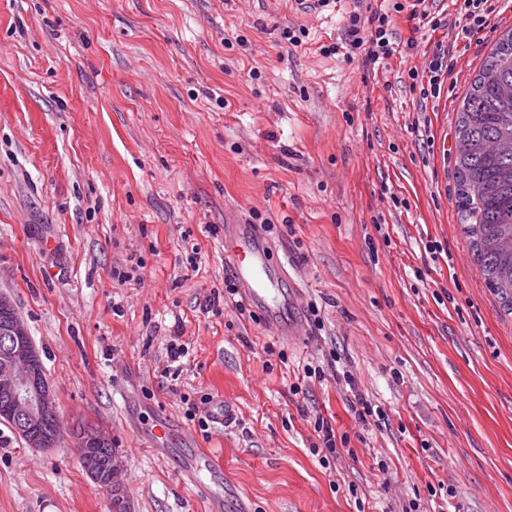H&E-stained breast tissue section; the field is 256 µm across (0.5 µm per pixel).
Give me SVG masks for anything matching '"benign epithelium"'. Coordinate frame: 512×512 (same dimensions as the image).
Returning a JSON list of instances; mask_svg holds the SVG:
<instances>
[{"instance_id": "obj_1", "label": "benign epithelium", "mask_w": 512, "mask_h": 512, "mask_svg": "<svg viewBox=\"0 0 512 512\" xmlns=\"http://www.w3.org/2000/svg\"><path fill=\"white\" fill-rule=\"evenodd\" d=\"M0 396L6 400L4 416L13 419L15 430L31 448L46 445L43 424L58 418L56 400L46 378L44 364L27 326L17 313L11 298L0 293ZM111 445V437L102 430L84 434L77 440L82 448V465L89 478L106 490L110 512H131L130 502L119 479L120 464L114 457L96 452Z\"/></svg>"}]
</instances>
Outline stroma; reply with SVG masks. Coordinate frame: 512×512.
I'll return each instance as SVG.
<instances>
[{
	"instance_id": "1",
	"label": "stroma",
	"mask_w": 512,
	"mask_h": 512,
	"mask_svg": "<svg viewBox=\"0 0 512 512\" xmlns=\"http://www.w3.org/2000/svg\"><path fill=\"white\" fill-rule=\"evenodd\" d=\"M370 2L400 43L375 70L326 51L349 0H0V291L62 427L35 449L0 421V512H109L83 426L110 434L132 512H209L201 482L223 484L224 512H512V316L454 179L457 113L512 0L428 98L419 76L451 31ZM263 220L301 308L290 339L204 306L224 290V224ZM309 360L326 379L293 394ZM346 370L380 411L369 424ZM205 395L235 423L200 430L187 406L206 416ZM318 415L344 438L327 469ZM203 448L221 471L187 478ZM343 378L346 384L349 386L351 393L353 394L354 400L349 399L351 411L355 417L361 423L368 422L367 417H372L374 414L373 407L359 391H356L357 386L355 379L351 374L343 373Z\"/></svg>"
}]
</instances>
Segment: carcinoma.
I'll use <instances>...</instances> for the list:
<instances>
[{
  "instance_id": "cac0c4a2",
  "label": "carcinoma",
  "mask_w": 512,
  "mask_h": 512,
  "mask_svg": "<svg viewBox=\"0 0 512 512\" xmlns=\"http://www.w3.org/2000/svg\"><path fill=\"white\" fill-rule=\"evenodd\" d=\"M455 198L473 261L512 315V30L496 41L457 112Z\"/></svg>"
}]
</instances>
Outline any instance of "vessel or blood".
Masks as SVG:
<instances>
[{
	"instance_id": "vessel-or-blood-1",
	"label": "vessel or blood",
	"mask_w": 512,
	"mask_h": 512,
	"mask_svg": "<svg viewBox=\"0 0 512 512\" xmlns=\"http://www.w3.org/2000/svg\"><path fill=\"white\" fill-rule=\"evenodd\" d=\"M270 252L259 232L248 230L237 224L224 227V259L239 288L240 295L249 305L265 317L269 326L279 336L292 337L298 331V314L288 299L270 296L260 280Z\"/></svg>"
}]
</instances>
